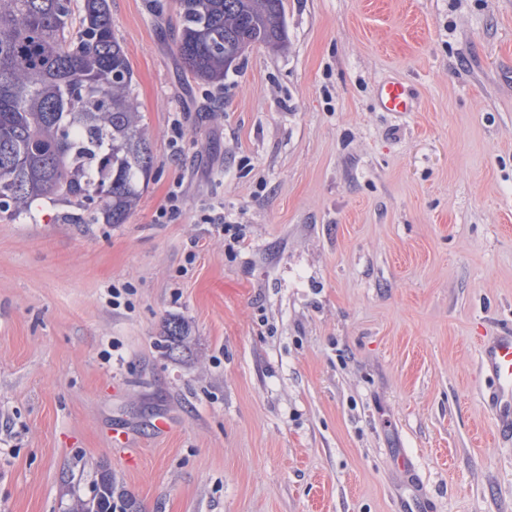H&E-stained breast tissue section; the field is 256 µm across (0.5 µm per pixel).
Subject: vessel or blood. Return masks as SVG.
<instances>
[{"mask_svg":"<svg viewBox=\"0 0 512 512\" xmlns=\"http://www.w3.org/2000/svg\"><path fill=\"white\" fill-rule=\"evenodd\" d=\"M379 102L387 112H409L412 98L404 84L397 79L384 82L378 91ZM481 364L490 372L496 385L488 396V403L501 421L500 436L512 434V335L501 336L481 351Z\"/></svg>","mask_w":512,"mask_h":512,"instance_id":"b4317fda","label":"vessel or blood"}]
</instances>
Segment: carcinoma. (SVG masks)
I'll list each match as a JSON object with an SVG mask.
<instances>
[{
  "instance_id": "carcinoma-1",
  "label": "carcinoma",
  "mask_w": 512,
  "mask_h": 512,
  "mask_svg": "<svg viewBox=\"0 0 512 512\" xmlns=\"http://www.w3.org/2000/svg\"><path fill=\"white\" fill-rule=\"evenodd\" d=\"M178 52L195 79L222 86L246 51L286 42L283 0H179ZM134 71L109 0H0V213L43 202L85 224H124L153 167ZM166 348L185 326L166 324ZM77 512H141L112 474Z\"/></svg>"
}]
</instances>
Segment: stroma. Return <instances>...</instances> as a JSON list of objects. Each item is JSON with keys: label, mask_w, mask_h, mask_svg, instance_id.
I'll list each match as a JSON object with an SVG mask.
<instances>
[{"label": "stroma", "mask_w": 512, "mask_h": 512, "mask_svg": "<svg viewBox=\"0 0 512 512\" xmlns=\"http://www.w3.org/2000/svg\"><path fill=\"white\" fill-rule=\"evenodd\" d=\"M284 5L217 87L176 0H110L153 169L123 224L0 215V512L103 471L142 512H512L479 359L512 326V0ZM379 102L386 112L413 111L412 98L404 84L397 79L384 82L378 91ZM183 201V190L182 186L176 185L171 188L166 196L165 204L160 206V208L156 211L155 219L159 224H163L165 219H171L175 216L181 209Z\"/></svg>", "instance_id": "35a3bbf8"}]
</instances>
